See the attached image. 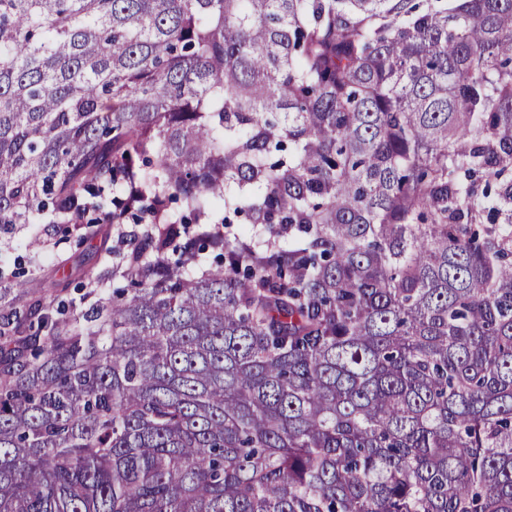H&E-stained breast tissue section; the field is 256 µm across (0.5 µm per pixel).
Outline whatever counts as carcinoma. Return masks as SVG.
Returning <instances> with one entry per match:
<instances>
[{
	"mask_svg": "<svg viewBox=\"0 0 512 512\" xmlns=\"http://www.w3.org/2000/svg\"><path fill=\"white\" fill-rule=\"evenodd\" d=\"M18 224L0 512H512V0H0ZM40 231V244L36 248L39 253V266L34 268L26 265L29 269L28 277H35L47 281V284L55 288H62V269L58 272V265H64L65 275H70L68 296L79 301V294L74 288H79L78 272L86 269L95 263V253L100 245V236L85 241L82 244L77 242L74 235L65 233L64 224H37ZM61 261H63L61 263Z\"/></svg>",
	"mask_w": 512,
	"mask_h": 512,
	"instance_id": "1",
	"label": "carcinoma"
}]
</instances>
